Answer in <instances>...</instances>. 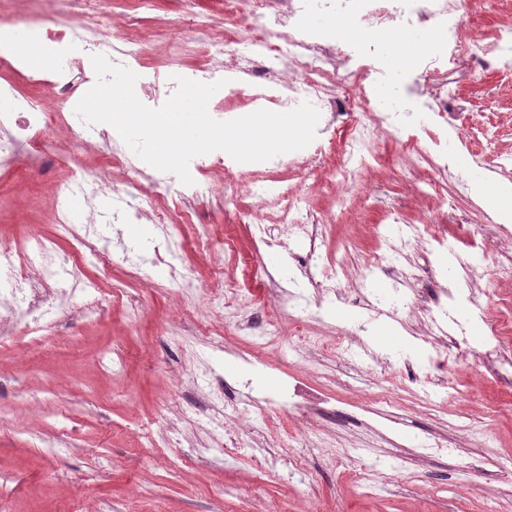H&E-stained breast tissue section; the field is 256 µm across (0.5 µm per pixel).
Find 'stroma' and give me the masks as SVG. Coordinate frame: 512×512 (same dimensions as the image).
<instances>
[{
  "label": "stroma",
  "instance_id": "stroma-1",
  "mask_svg": "<svg viewBox=\"0 0 512 512\" xmlns=\"http://www.w3.org/2000/svg\"><path fill=\"white\" fill-rule=\"evenodd\" d=\"M152 2L145 12L150 44L144 65L159 72L198 65L194 54L163 50L179 38L182 0ZM509 21L512 11L475 0L463 14L465 31L486 42ZM456 89L487 130L481 146L486 157L512 159V73L490 71L479 80L462 75ZM377 151V171L359 172L340 194L316 164L276 174L304 187L308 212L323 221L316 263L337 259L340 283L351 290L344 302L331 298L282 311V331L299 322L307 335L323 338L326 347L311 362L298 359L284 339L260 353L249 344L271 305L224 306L219 282L231 275L258 291L294 290L307 281L299 267L303 249H264L248 218L260 210L271 234L285 233L277 201L261 202L241 190L226 202L218 175L201 187L190 204L196 218L179 233L182 260L196 273V293L185 295L162 267L145 265L134 278L116 266L97 295L100 313L79 315L86 300L75 297L39 342L18 321L16 344L0 348V499L12 512H487L492 502L512 497V472L503 468L512 463V376L491 378L475 358L456 364L450 370L454 388L441 400L398 367L336 352L334 338L344 330L370 348L425 366L428 350L414 338L422 318L399 328L397 339L384 340L390 319L371 317L368 307L385 300L393 282L364 263L393 234L384 222L392 210L411 224L437 218L450 241L461 236L457 211L420 207L413 146L386 138ZM24 168L20 155L0 170V240L16 239L29 224L57 237L41 178ZM122 231V237L101 241L96 256L66 238H57L58 247L94 277L119 239L137 242L156 234L144 220ZM204 235L218 252L199 247ZM202 361L224 378L221 402L203 400L189 381ZM292 378L335 394V413H322L309 426L274 404ZM382 394L393 405L378 404ZM201 412L222 417L231 434L267 449L288 432H300L294 448L305 464L300 476L286 481L251 458L225 456L198 425ZM430 437L447 441L452 454L415 459L412 448ZM346 448L362 449L374 474L341 466L337 456Z\"/></svg>",
  "mask_w": 512,
  "mask_h": 512
}]
</instances>
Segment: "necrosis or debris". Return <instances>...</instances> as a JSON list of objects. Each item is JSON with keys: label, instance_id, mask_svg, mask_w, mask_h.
<instances>
[{"label": "necrosis or debris", "instance_id": "1", "mask_svg": "<svg viewBox=\"0 0 512 512\" xmlns=\"http://www.w3.org/2000/svg\"><path fill=\"white\" fill-rule=\"evenodd\" d=\"M28 2L34 34L55 50V77L43 83L50 93L46 99L24 95L9 84L0 86V163H11L22 154L29 171L46 174L50 170L49 154L40 140L41 133L53 125L77 128L72 153L64 162L66 173L53 184L54 222L66 231L78 228L76 242L89 246L104 227L149 217L157 229L151 245L125 246L112 255L113 263L134 270L141 269L148 257L176 255L175 222L168 209L144 208L150 193L145 184L147 174L138 159L127 152L119 133L87 124L77 115L80 84L74 74L85 68L78 51H85L86 56L105 55L134 71L138 76L136 95L146 105L165 102L175 92L179 77L206 84L224 81L225 97L270 106L279 112L304 102L313 104L320 112L319 137L289 159H270L273 168L319 160L327 163L333 180L341 184L375 157L379 138H407L415 145L418 161L427 167L424 184L432 190L439 186L438 176L447 174L462 180L451 145L456 142L474 148L482 133L476 123L460 118L454 75L464 70L473 74L512 72V25L499 27L489 43L464 38L460 0H224L225 13L235 20L233 32L213 33L200 40L193 30H185L182 41L168 45V52L179 53L191 43L205 63L191 69L175 68L164 76L143 64L146 40L140 31V11L146 0H134L108 31L92 21L41 25L44 14L72 6L74 0ZM343 20L358 31L359 44L373 51L388 45L392 29L401 26L428 29L435 36L412 42L402 55L389 56L386 80L361 83L351 98L338 73L339 64L350 55L349 50L339 48L336 38V25ZM413 62L421 63L427 73L440 76L434 92L404 85L403 72ZM352 104L362 116L346 124L338 148H331L326 134ZM101 140L110 146L111 164L98 168L85 165L81 154L92 151ZM219 166L233 173L244 187L252 188L258 198L276 193L289 239L308 240L310 251L318 250L319 227L309 222L300 192L278 183L253 186L254 163L235 161L224 151L190 161L193 182L184 186L182 199L196 198L200 183ZM385 221L396 225L397 233L386 239L381 253L369 258L368 263L387 271L400 285V292L389 302L388 314L404 321L415 313L408 289L416 275L402 268L400 257L409 246L425 241L435 250H443L445 241L434 222L406 224L396 212L388 213ZM75 289L90 296L98 286L69 264L58 252L56 242L41 231L31 227L20 240L1 242L0 347L11 343L16 318L31 317L33 331L44 330L48 306L58 295ZM494 297L501 306L496 313L486 308ZM447 298V303L469 306L478 316L486 342L478 351L467 336L453 334L446 326L447 303H434L424 319L423 339L431 349L428 365L420 372L413 364H406L409 381L448 389L451 362L475 354L481 356L488 371L511 373L512 295L501 296L488 287L451 291Z\"/></svg>", "mask_w": 512, "mask_h": 512}]
</instances>
